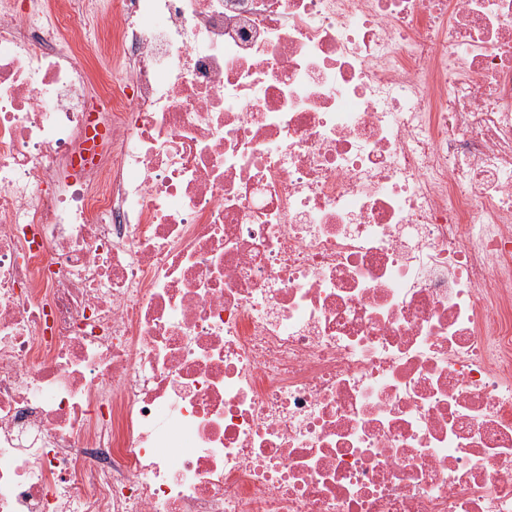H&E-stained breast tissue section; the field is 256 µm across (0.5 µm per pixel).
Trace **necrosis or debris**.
Listing matches in <instances>:
<instances>
[{
    "instance_id": "1",
    "label": "necrosis or debris",
    "mask_w": 512,
    "mask_h": 512,
    "mask_svg": "<svg viewBox=\"0 0 512 512\" xmlns=\"http://www.w3.org/2000/svg\"><path fill=\"white\" fill-rule=\"evenodd\" d=\"M0 512H512V0H0Z\"/></svg>"
}]
</instances>
